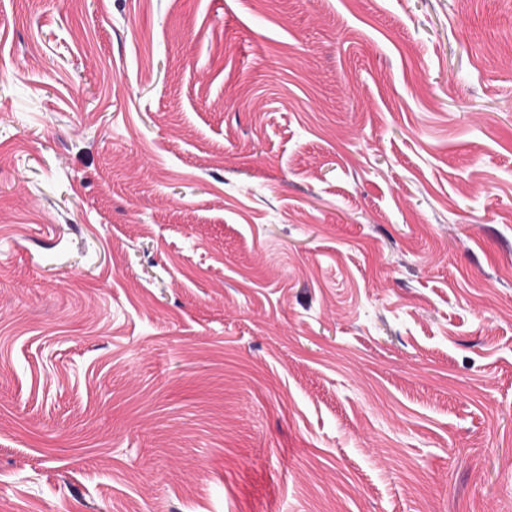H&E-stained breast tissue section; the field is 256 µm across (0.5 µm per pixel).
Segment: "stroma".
I'll use <instances>...</instances> for the list:
<instances>
[{"label":"stroma","instance_id":"1","mask_svg":"<svg viewBox=\"0 0 512 512\" xmlns=\"http://www.w3.org/2000/svg\"><path fill=\"white\" fill-rule=\"evenodd\" d=\"M512 512V0H0V512Z\"/></svg>","mask_w":512,"mask_h":512}]
</instances>
